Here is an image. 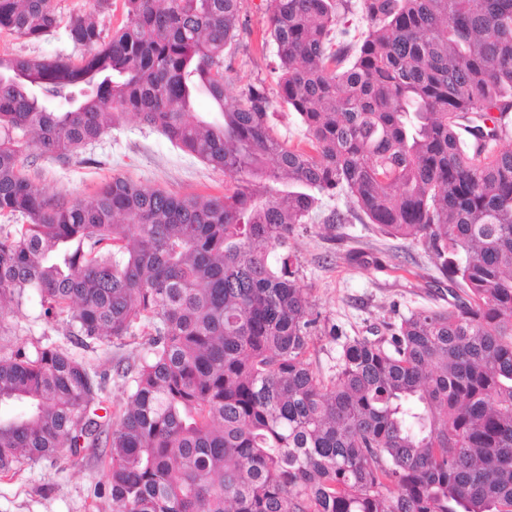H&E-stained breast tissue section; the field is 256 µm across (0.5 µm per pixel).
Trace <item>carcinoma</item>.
<instances>
[{
  "mask_svg": "<svg viewBox=\"0 0 512 512\" xmlns=\"http://www.w3.org/2000/svg\"><path fill=\"white\" fill-rule=\"evenodd\" d=\"M245 2L123 0L108 32L111 0L65 22L0 0L1 33L63 24L81 51L0 53V478L103 447L112 512H512V0H359L355 47L351 0H269L262 47L307 149L264 81L227 92ZM127 114L231 187L32 184L28 150L67 159ZM335 195L323 223L420 242L455 290L350 339L327 380L288 241ZM34 301L84 349L147 337L116 420L106 374L8 339L4 309ZM273 121L278 135L288 142L296 145L305 140V131L296 115L289 111L287 106L279 100L275 102Z\"/></svg>",
  "mask_w": 512,
  "mask_h": 512,
  "instance_id": "cac0c4a2",
  "label": "carcinoma"
}]
</instances>
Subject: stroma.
I'll return each mask as SVG.
<instances>
[{"mask_svg":"<svg viewBox=\"0 0 512 512\" xmlns=\"http://www.w3.org/2000/svg\"><path fill=\"white\" fill-rule=\"evenodd\" d=\"M249 30L242 39L229 73L231 90L262 80L274 85L271 51L261 48L266 0H247ZM45 58H75L79 52L65 30L38 42L0 33V53ZM35 184L54 194L89 201L98 187L123 176L150 188L177 196L220 195L230 180L174 146L161 132L125 116L98 141L63 162L39 159L30 167ZM346 198L323 199L320 218L299 225L289 243L295 255L298 279L308 293L322 324L335 335L315 333L308 355L312 367L324 376L335 374L344 343L356 336L382 330L411 311L446 309L450 283L415 241L381 233L376 225L353 222L325 225L322 215L347 209ZM360 252L363 262L348 261ZM30 306L6 314V324L31 330L34 337L72 350L74 356L107 374V405L116 413L123 407L128 380L122 367L140 363L147 354L145 337L128 338L93 350L73 347L61 322H42ZM108 459L102 451H86L81 466L39 462L26 465L13 479H0V512H112L109 497L94 498L93 490L107 482Z\"/></svg>","mask_w":512,"mask_h":512,"instance_id":"35a3bbf8","label":"stroma"}]
</instances>
